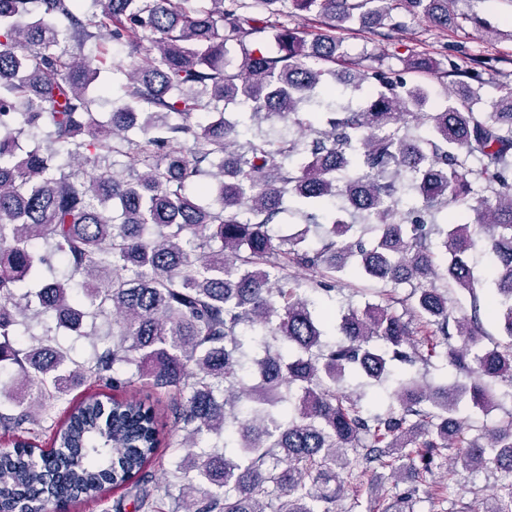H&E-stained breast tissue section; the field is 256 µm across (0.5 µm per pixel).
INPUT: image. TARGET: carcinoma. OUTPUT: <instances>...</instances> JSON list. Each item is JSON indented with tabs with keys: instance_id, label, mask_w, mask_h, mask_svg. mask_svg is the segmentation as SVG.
Wrapping results in <instances>:
<instances>
[{
	"instance_id": "carcinoma-1",
	"label": "carcinoma",
	"mask_w": 512,
	"mask_h": 512,
	"mask_svg": "<svg viewBox=\"0 0 512 512\" xmlns=\"http://www.w3.org/2000/svg\"><path fill=\"white\" fill-rule=\"evenodd\" d=\"M456 2L0 0V365L17 368L0 427L42 424L44 398L65 402L79 378L104 388L68 407L52 447L0 450V512H59L150 465L172 478L164 495L181 483L183 512H335L343 473H429L449 448L450 480L512 472V415L489 429L458 417L465 394L488 411L496 384L512 388V87L478 110L483 59L444 70L395 52L410 73L477 83L440 104L339 36L407 15L479 24ZM285 3L316 29L278 21ZM67 39L79 53L59 49ZM113 45L143 64L110 58ZM109 63L122 80L104 125L89 88ZM274 119L288 135L270 137ZM283 214L303 227L275 234ZM481 243L490 294L472 262ZM53 259L67 273L46 279ZM349 275L390 287L387 300L336 318L310 298ZM450 283L470 309L449 307ZM76 290L112 312V344L70 369L18 326L52 314L87 335ZM435 359L470 384L403 373L385 410L341 388ZM137 381L178 391L185 455L157 456L149 400L112 395ZM160 495L139 492L135 512H159ZM418 495L394 493V512ZM481 512H512V483Z\"/></svg>"
}]
</instances>
